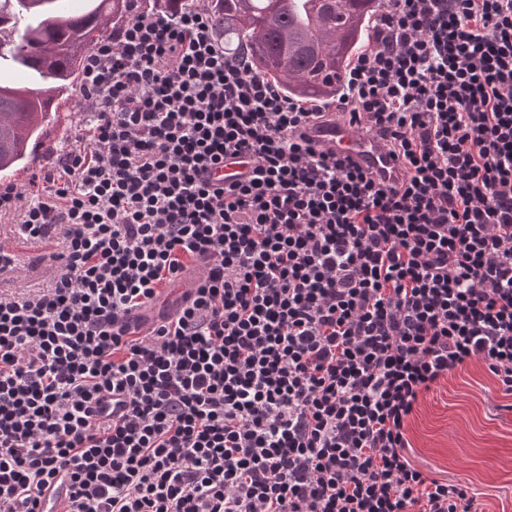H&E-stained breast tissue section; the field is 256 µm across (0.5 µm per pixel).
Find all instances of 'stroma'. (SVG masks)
<instances>
[{
    "label": "stroma",
    "mask_w": 512,
    "mask_h": 512,
    "mask_svg": "<svg viewBox=\"0 0 512 512\" xmlns=\"http://www.w3.org/2000/svg\"><path fill=\"white\" fill-rule=\"evenodd\" d=\"M38 146L45 154L69 150L91 118V104L80 93L57 103ZM46 246L16 243L23 269L0 275V288L21 291L47 282L45 265L35 259ZM503 398L495 379L473 363L427 394L409 425L416 462L437 477L470 485L479 492L482 512H512V412L499 410Z\"/></svg>",
    "instance_id": "1"
}]
</instances>
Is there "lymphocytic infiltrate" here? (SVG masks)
Listing matches in <instances>:
<instances>
[{"label":"lymphocytic infiltrate","mask_w":512,"mask_h":512,"mask_svg":"<svg viewBox=\"0 0 512 512\" xmlns=\"http://www.w3.org/2000/svg\"><path fill=\"white\" fill-rule=\"evenodd\" d=\"M81 91L79 145L0 188V273L62 246L0 293V512L60 473L65 512H479L407 426L475 361L512 396V0H386L320 104L226 57L199 0L137 10ZM344 117L399 176L319 145ZM14 249L20 259L21 265L24 267H22L21 272L2 274V276H0V289L23 292L22 287L35 288L42 287V285L45 286L48 281L46 263L41 265L31 263L39 255L53 251V248L35 243L16 242ZM17 276H19L18 279H16Z\"/></svg>","instance_id":"lymphocytic-infiltrate-1"}]
</instances>
